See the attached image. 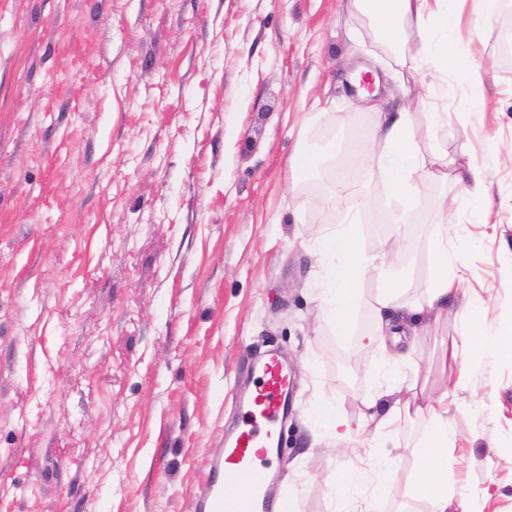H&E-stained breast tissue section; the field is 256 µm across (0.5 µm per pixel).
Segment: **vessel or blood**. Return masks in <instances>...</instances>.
Masks as SVG:
<instances>
[{"label": "vessel or blood", "instance_id": "vessel-or-blood-1", "mask_svg": "<svg viewBox=\"0 0 512 512\" xmlns=\"http://www.w3.org/2000/svg\"><path fill=\"white\" fill-rule=\"evenodd\" d=\"M258 383L239 398L241 426L224 436L225 451L194 502V512H274L281 476L268 464L276 442V423L288 416L292 381L278 353L253 363Z\"/></svg>", "mask_w": 512, "mask_h": 512}]
</instances>
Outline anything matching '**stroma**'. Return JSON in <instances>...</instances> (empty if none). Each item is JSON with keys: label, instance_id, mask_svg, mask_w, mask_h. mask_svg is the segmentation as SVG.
I'll list each match as a JSON object with an SVG mask.
<instances>
[{"label": "stroma", "instance_id": "1", "mask_svg": "<svg viewBox=\"0 0 512 512\" xmlns=\"http://www.w3.org/2000/svg\"><path fill=\"white\" fill-rule=\"evenodd\" d=\"M477 15L467 65L431 77L396 65L346 0H0V512H191L268 350L293 378L279 466L296 512H331L353 457L397 461L379 512H429L408 484L423 421L377 436L361 412L443 393L462 462L449 495L512 512V359L440 360L459 309L489 337L512 317V0H465L464 22ZM360 69L382 111L438 113L420 151L484 163L490 199L475 217L440 176L404 224L374 223L395 201L369 154L361 249L385 250L420 295L430 263L414 244L444 204L462 261L447 321L369 346L377 281L350 335L317 301L315 240L350 201L328 204L291 166L334 137L371 139ZM386 352L414 391L377 396ZM323 396L359 446L318 424Z\"/></svg>", "mask_w": 512, "mask_h": 512}]
</instances>
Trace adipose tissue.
I'll use <instances>...</instances> for the list:
<instances>
[{
	"label": "adipose tissue",
	"mask_w": 512,
	"mask_h": 512,
	"mask_svg": "<svg viewBox=\"0 0 512 512\" xmlns=\"http://www.w3.org/2000/svg\"><path fill=\"white\" fill-rule=\"evenodd\" d=\"M462 0H349L351 11L366 18L390 43L398 47V64H412L425 59L438 73L459 69L463 55L464 36L461 28ZM376 128L381 154L382 175L396 196L399 206L385 217L386 223H404L406 206L418 192L420 185L434 175L418 147L420 131L409 113L381 112L377 115ZM368 200L355 198L354 216L348 223L326 232L321 239L323 276L319 293V306L323 319L336 335L350 332L355 312L361 302L358 283L370 277L381 286L374 299L372 310L376 325L366 334L368 341L383 335L385 317L399 313L401 321L419 320L425 309L438 314L448 311V298L457 294L459 282L448 267L454 257L448 254V212L440 210L434 234L418 244L433 264L429 286L421 297L405 295V277L390 272L384 251L364 252L358 242L355 215L367 208ZM500 350L512 354V336L488 339L471 312H464L462 332L444 349V357L457 360L468 352ZM420 416L426 423L421 440V464L411 485L416 495L430 505V512H448V472L457 460L448 453L452 427L448 421V396L440 394L425 405L413 408L396 404L387 407L378 422L387 428L404 416ZM398 469L392 461H379L373 469L355 465L347 466L336 476L333 496L338 504H345L352 495H360L359 512H373L376 494L394 482Z\"/></svg>",
	"instance_id": "ef3b65f1"
}]
</instances>
